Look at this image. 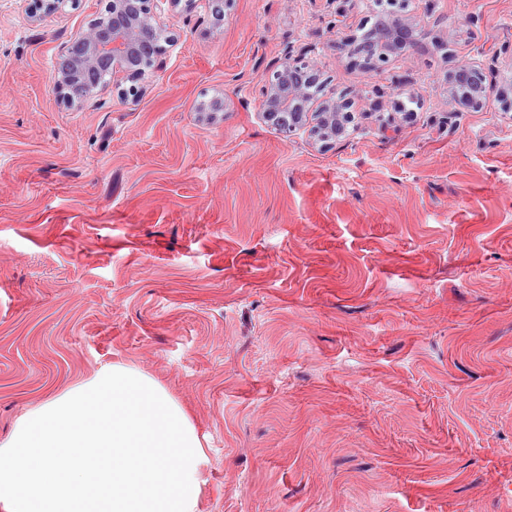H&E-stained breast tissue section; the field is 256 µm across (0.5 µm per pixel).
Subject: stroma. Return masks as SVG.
Returning a JSON list of instances; mask_svg holds the SVG:
<instances>
[{
	"instance_id": "stroma-1",
	"label": "stroma",
	"mask_w": 512,
	"mask_h": 512,
	"mask_svg": "<svg viewBox=\"0 0 512 512\" xmlns=\"http://www.w3.org/2000/svg\"><path fill=\"white\" fill-rule=\"evenodd\" d=\"M32 2L0 0V440L122 362L203 438L199 512H512V0H409L378 74L335 26L367 0H162L163 69L79 106L58 49L107 0ZM290 55L351 101L336 144L259 116ZM448 83L455 111L475 112L482 108L487 88L483 68L476 62H464L453 73ZM458 91H463L458 95Z\"/></svg>"
}]
</instances>
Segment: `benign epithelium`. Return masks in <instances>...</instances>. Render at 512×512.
<instances>
[{"label": "benign epithelium", "instance_id": "7a95c632", "mask_svg": "<svg viewBox=\"0 0 512 512\" xmlns=\"http://www.w3.org/2000/svg\"><path fill=\"white\" fill-rule=\"evenodd\" d=\"M112 17L98 18L65 43L58 60L67 64L55 69L52 83L71 103H81L93 94L96 84L85 81L74 86V75L89 76L93 72L112 71V84L119 86L123 97H136L137 83L157 71L165 47L157 45L161 31L160 17L152 0H110ZM391 21L378 32H366L372 57L368 62L355 58L366 72H377L390 57H401L420 44L418 27L410 22L399 7L390 9ZM322 85L321 70L303 58L288 59L272 76L258 83L257 109L270 127L285 137L305 130L315 142L330 145L346 133L345 119L352 116L348 102L324 97L313 103L305 84ZM458 112H475L482 108L487 88L483 68L476 62L460 64L448 83Z\"/></svg>", "mask_w": 512, "mask_h": 512}]
</instances>
